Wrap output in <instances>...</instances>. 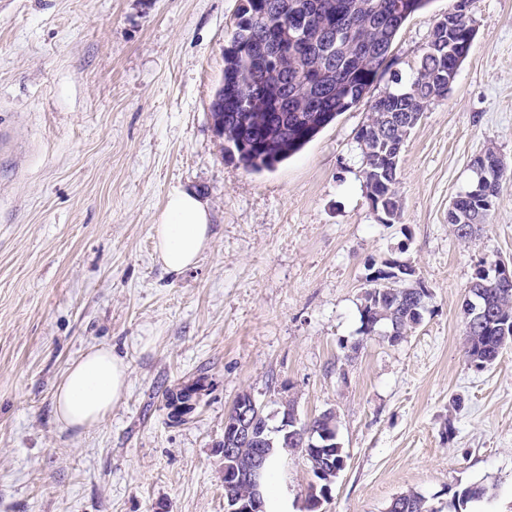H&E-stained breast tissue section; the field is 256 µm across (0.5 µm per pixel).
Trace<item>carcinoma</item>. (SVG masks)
I'll return each instance as SVG.
<instances>
[{
  "label": "carcinoma",
  "instance_id": "cac0c4a2",
  "mask_svg": "<svg viewBox=\"0 0 512 512\" xmlns=\"http://www.w3.org/2000/svg\"><path fill=\"white\" fill-rule=\"evenodd\" d=\"M430 0H246L236 28L224 46V76L215 92L211 116L222 121L224 151L246 169L272 170L299 152L338 115L357 105L382 76L391 48L404 22ZM297 17L308 31L304 41L288 44L273 67L261 62L264 50L279 28ZM469 17L456 14L448 26L432 32L426 55L405 88L383 92L371 103L367 122L356 132L362 153L367 193L380 213L397 217L396 191L400 157L412 115L448 93V80L459 70L458 47L471 36ZM500 186L488 196L457 195L448 223L468 239L488 223ZM471 288L481 291V320L466 327V355L470 362L490 365L512 336V292L496 285L490 271L479 269ZM427 294L418 284L399 280L395 292L367 280L361 310L362 333L386 325L396 343L422 321ZM184 385L163 393L164 408L173 418L186 397ZM262 448H274L265 470L283 454L299 453L310 464L314 478L329 481L343 468V448L330 443L320 448L300 435L281 447L270 418H257L254 438L236 445L235 455L224 457L233 467L252 460ZM493 487L473 483L453 491L450 499L434 505L409 492L392 504L390 512H467L470 505L492 495Z\"/></svg>",
  "mask_w": 512,
  "mask_h": 512
}]
</instances>
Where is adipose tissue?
<instances>
[{
  "label": "adipose tissue",
  "instance_id": "obj_1",
  "mask_svg": "<svg viewBox=\"0 0 512 512\" xmlns=\"http://www.w3.org/2000/svg\"><path fill=\"white\" fill-rule=\"evenodd\" d=\"M154 255L171 274L193 267L213 242L208 205L190 191L171 193L151 227ZM128 367L111 348H91L70 366L55 395L57 420L65 427L101 422L122 398Z\"/></svg>",
  "mask_w": 512,
  "mask_h": 512
}]
</instances>
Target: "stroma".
I'll list each match as a JSON object with an SVG mask.
<instances>
[{"label":"stroma","mask_w":512,"mask_h":512,"mask_svg":"<svg viewBox=\"0 0 512 512\" xmlns=\"http://www.w3.org/2000/svg\"><path fill=\"white\" fill-rule=\"evenodd\" d=\"M242 2L0 0V512H224V422L244 392L270 415L335 414L345 467L320 512L472 483L494 488L478 512H512V345L479 369L464 335L476 269L512 259V0H470L471 50L403 147L390 224L355 133L453 0L405 21L369 98L261 172L209 118ZM491 146L506 178L464 242L448 204ZM189 189L214 240L171 275L151 226ZM389 258L430 291L397 343L361 332L366 275ZM94 346L126 361L128 387L100 423L63 428L56 389ZM200 376L197 408L171 422L163 391ZM311 481L288 456L269 512H307Z\"/></svg>","instance_id":"35a3bbf8"}]
</instances>
